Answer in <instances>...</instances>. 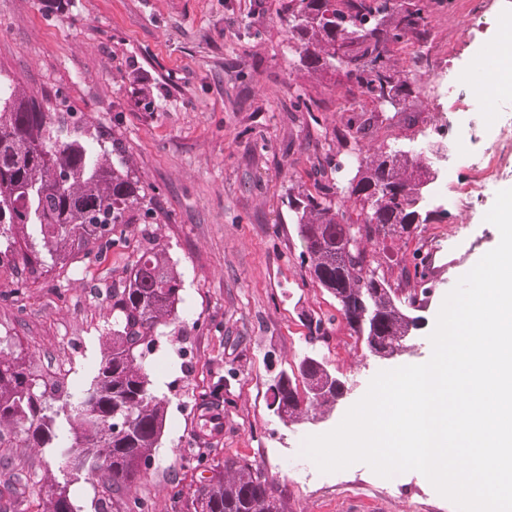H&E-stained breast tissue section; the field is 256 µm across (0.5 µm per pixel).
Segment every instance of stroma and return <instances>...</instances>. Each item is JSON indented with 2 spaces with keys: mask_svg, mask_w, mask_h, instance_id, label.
Here are the masks:
<instances>
[{
  "mask_svg": "<svg viewBox=\"0 0 512 512\" xmlns=\"http://www.w3.org/2000/svg\"><path fill=\"white\" fill-rule=\"evenodd\" d=\"M282 2L0 0V75L119 141L155 204L152 218L124 225L109 250L73 251L46 273L1 271L0 337L46 381L79 393L112 337L113 285L141 251L162 245L183 275L182 300L148 356L152 389L168 410L154 450L159 466L141 475L134 494L149 498L154 512H186L172 494L202 477L186 459L199 448L201 400L224 379V430L210 457L258 467L284 512H456L419 472L384 478L356 463L324 473L303 447L333 430L379 371L430 359L445 296L499 243L484 216L497 192L512 188V95L487 103L469 90L448 96L435 88L493 44L512 0H431L428 39L394 49L396 69L419 92L398 113L375 111L343 70L303 66L276 14ZM301 94L315 101V112L296 109ZM358 108L368 122L364 155L411 144L448 115L468 127L484 108L467 151L495 156L475 208L450 213L435 201L417 236L378 246L392 280L425 243L470 253L433 288L412 352L389 359L370 354L335 298L301 266L304 246L288 207L289 196L314 191V168L325 156L354 175L356 162L336 135ZM318 318L328 320V335L313 344L310 323ZM311 349L348 392L333 408L283 423L268 408L270 380ZM1 459L28 480L15 512H40L38 489L60 474L51 449L15 435L0 443Z\"/></svg>",
  "mask_w": 512,
  "mask_h": 512,
  "instance_id": "stroma-1",
  "label": "stroma"
}]
</instances>
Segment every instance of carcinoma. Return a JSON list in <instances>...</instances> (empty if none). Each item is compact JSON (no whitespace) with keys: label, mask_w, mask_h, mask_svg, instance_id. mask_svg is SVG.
<instances>
[{"label":"carcinoma","mask_w":512,"mask_h":512,"mask_svg":"<svg viewBox=\"0 0 512 512\" xmlns=\"http://www.w3.org/2000/svg\"><path fill=\"white\" fill-rule=\"evenodd\" d=\"M427 8L425 0H287L277 13L305 67L334 68L342 50L353 63L347 76L369 99L389 90L405 101L415 93L414 83L392 70V53L398 44L427 39ZM318 173L324 181L316 193L288 198L305 247L302 264L336 298L354 334L388 355L415 325L411 310L418 295L393 286L363 243L409 237L427 223L431 212L419 205V182L427 171L419 155L394 147L359 162L347 186L361 204L360 220L353 223L345 220L326 167ZM136 213L152 216V196L131 175L119 143L108 149L103 135L52 121L41 102L0 78V239L14 266L55 263L74 249L102 250ZM18 234L29 249L15 253ZM182 288V274L165 249L140 253L122 286L112 289V346L75 404L0 339V439L21 434L39 448L73 456L79 472L101 481L102 493L123 494L115 512H151L148 500L127 494L153 458L167 414L166 400L151 390L144 358L158 326L176 315ZM297 369V377L279 371L269 385L271 407L286 424L303 416L297 378L309 406L330 407L341 395L339 386L325 381L319 359L306 356ZM210 472L189 492L176 490L174 498L190 496L194 512H283L264 475L246 460L226 457ZM69 486L63 481L40 488L42 512H81Z\"/></svg>","instance_id":"obj_1"}]
</instances>
